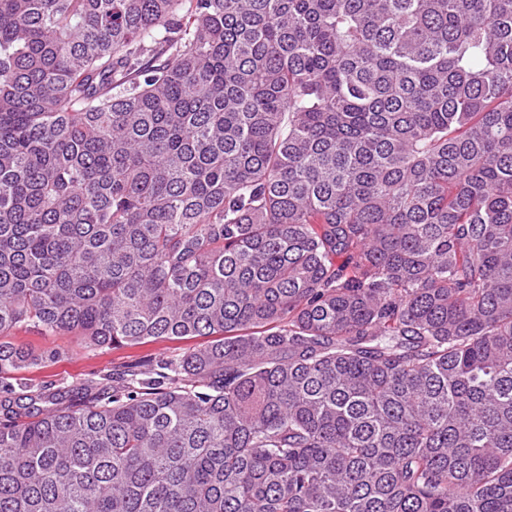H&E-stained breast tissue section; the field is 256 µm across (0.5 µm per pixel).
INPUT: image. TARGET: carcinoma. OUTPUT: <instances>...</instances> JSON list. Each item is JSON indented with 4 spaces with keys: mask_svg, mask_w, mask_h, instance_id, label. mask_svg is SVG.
Masks as SVG:
<instances>
[{
    "mask_svg": "<svg viewBox=\"0 0 512 512\" xmlns=\"http://www.w3.org/2000/svg\"><path fill=\"white\" fill-rule=\"evenodd\" d=\"M0 512H512V0H0ZM12 336L18 344L39 351L57 348L60 352V357L56 361L36 366L23 374L28 379L27 382L35 385L51 381L71 383L83 378L96 377L112 370V367L142 357L151 356L157 359L171 357L202 341V339L186 342L156 340L136 346L86 349L75 343L69 336L51 337L29 326L16 328Z\"/></svg>",
    "mask_w": 512,
    "mask_h": 512,
    "instance_id": "cac0c4a2",
    "label": "carcinoma"
}]
</instances>
